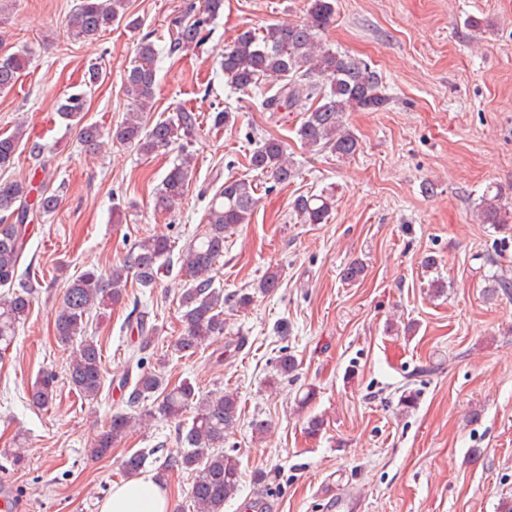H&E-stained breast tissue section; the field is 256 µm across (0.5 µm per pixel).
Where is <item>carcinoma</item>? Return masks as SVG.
I'll return each mask as SVG.
<instances>
[{
    "label": "carcinoma",
    "instance_id": "carcinoma-1",
    "mask_svg": "<svg viewBox=\"0 0 512 512\" xmlns=\"http://www.w3.org/2000/svg\"><path fill=\"white\" fill-rule=\"evenodd\" d=\"M224 9V0H204L197 17L179 23L173 38L172 51H184L200 45L204 29ZM336 13L335 0H310L307 17L299 24L269 25L256 32L241 31L224 45L220 66L231 89L244 91L258 86L267 76L282 81L272 96L262 98L261 107L268 112L304 110V119L297 130L300 142L308 147L324 146L340 156L352 155L358 147L356 136L345 129L348 112H376L383 109L389 97L383 93L381 76L370 67L347 55L324 48L319 35L328 28ZM126 17V0H78L70 30L76 41H92L100 33ZM137 61L125 72L126 95L134 111L111 132L114 143L132 145L138 152L151 155L165 150L178 140L179 130H192L195 120L189 112L148 124L156 94V50L143 39L136 48ZM26 69L22 54L0 56V93L11 90ZM86 94H71L59 103L57 112L70 120L85 111ZM80 140L89 149L102 146L103 133L94 124L80 128ZM23 133L15 128L0 135V166L8 165ZM249 166L283 186L297 176L288 160L285 144L274 137L265 139L250 155ZM194 155L182 150L176 163L164 177L155 195L154 207L159 211L172 209L186 194L192 180ZM33 192L29 183L0 182V353L14 342L19 326L30 310L33 284L18 274L27 244V198ZM257 205L256 187L248 178L229 179L213 196L204 219L203 229L178 255L181 275L187 288L179 297L183 331L174 343V351L191 356L207 341L224 335V291L214 287L211 270L224 256V241L241 224L249 223ZM334 205V195H300L292 202L293 210L305 224L324 223ZM484 224L504 226L512 222V205L505 202L497 187L489 185L478 204ZM131 260L115 266L107 274L95 268L82 272L65 289L53 313L56 338L64 345H75L68 367L71 389L86 401L96 402L103 390L102 348L85 336L89 315L119 300L126 292L128 276L143 288H152L162 274L173 266L171 239L163 234L145 237L135 245ZM365 267L352 262L342 271L341 279L349 284L363 280ZM489 292L495 296L512 295V279L495 275ZM139 374L122 378V386H132L129 407L132 411L112 416L108 431L90 448V457L108 455L115 443L125 438L135 425L161 416L177 420L193 411L191 425L181 430V451L164 459L155 480L165 481L171 470L188 471L193 475L190 502L193 512H223L224 503L233 498L240 483L238 459L224 452V442L239 420L238 393L230 390L196 394L193 384L184 380L171 388L154 370H145L136 361ZM297 368L293 355L283 353L276 364L277 376L286 378ZM162 399L154 407H143L156 392ZM57 397L55 373H40L30 391L29 401L39 409L51 406ZM158 452L137 451L123 462L127 474L137 475L148 457Z\"/></svg>",
    "mask_w": 512,
    "mask_h": 512
}]
</instances>
